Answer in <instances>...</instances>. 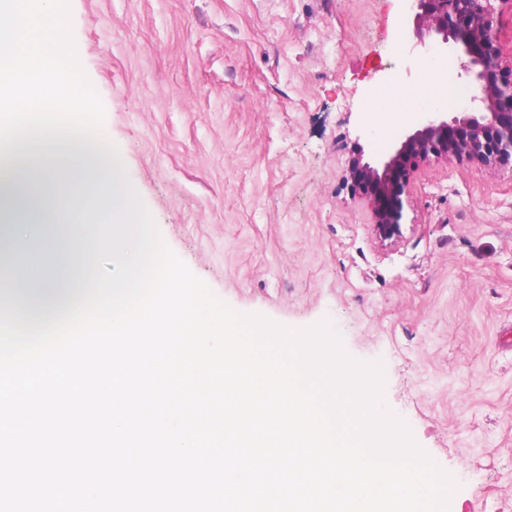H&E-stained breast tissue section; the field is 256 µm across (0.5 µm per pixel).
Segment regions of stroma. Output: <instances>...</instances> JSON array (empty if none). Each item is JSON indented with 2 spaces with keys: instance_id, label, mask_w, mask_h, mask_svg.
Here are the masks:
<instances>
[{
  "instance_id": "obj_1",
  "label": "stroma",
  "mask_w": 512,
  "mask_h": 512,
  "mask_svg": "<svg viewBox=\"0 0 512 512\" xmlns=\"http://www.w3.org/2000/svg\"><path fill=\"white\" fill-rule=\"evenodd\" d=\"M105 131L165 244L224 302L330 319L384 363L385 407L458 483L512 512V170L431 163L376 233L342 185L348 115L411 59L396 0H70Z\"/></svg>"
}]
</instances>
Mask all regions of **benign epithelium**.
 I'll return each instance as SVG.
<instances>
[{
    "label": "benign epithelium",
    "mask_w": 512,
    "mask_h": 512,
    "mask_svg": "<svg viewBox=\"0 0 512 512\" xmlns=\"http://www.w3.org/2000/svg\"><path fill=\"white\" fill-rule=\"evenodd\" d=\"M512 0H399L416 30L438 38L436 50L460 52L461 75L472 86L479 112H421L400 127L382 156L365 159L354 151L342 182L365 201L377 232L399 224L402 196L419 168L432 161H467L478 167H512V65L502 66L494 2Z\"/></svg>",
    "instance_id": "benign-epithelium-1"
}]
</instances>
